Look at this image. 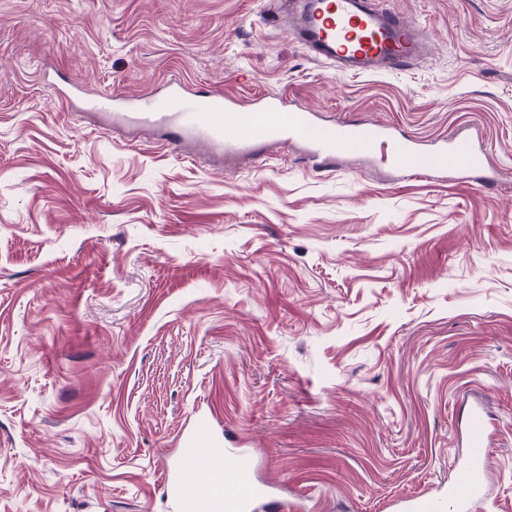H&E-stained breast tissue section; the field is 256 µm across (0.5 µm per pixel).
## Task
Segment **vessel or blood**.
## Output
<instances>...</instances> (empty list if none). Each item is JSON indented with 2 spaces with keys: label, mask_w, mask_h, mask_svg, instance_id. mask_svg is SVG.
<instances>
[{
  "label": "vessel or blood",
  "mask_w": 512,
  "mask_h": 512,
  "mask_svg": "<svg viewBox=\"0 0 512 512\" xmlns=\"http://www.w3.org/2000/svg\"><path fill=\"white\" fill-rule=\"evenodd\" d=\"M289 22L271 15L270 26L287 25L289 33L317 60L335 64L338 72L379 75L405 67L422 54V44L408 23L390 10L375 9L371 0H298ZM94 106L113 125L150 128L169 134L171 144L191 143L228 156L253 154L270 143H301L314 168L333 167L336 159L353 154L383 157L405 177L429 178L452 172L468 181L492 186L490 159L482 145L467 133H456L435 147L397 135L383 123L339 118L324 123L310 110L286 108L281 97L270 95L254 112L228 105L222 93L195 95L169 87L160 94L140 96L130 107L118 108L114 96L98 95ZM487 419L472 408L466 420L468 461L458 470L447 493L402 501L401 512H461L484 492L490 455ZM182 512H281L282 502L265 501L252 479L245 451L216 454L205 423H198L190 464L179 479Z\"/></svg>",
  "instance_id": "vessel-or-blood-1"
}]
</instances>
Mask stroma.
Segmentation results:
<instances>
[{
    "label": "stroma",
    "instance_id": "stroma-1",
    "mask_svg": "<svg viewBox=\"0 0 512 512\" xmlns=\"http://www.w3.org/2000/svg\"><path fill=\"white\" fill-rule=\"evenodd\" d=\"M278 4L0 0V512H180L200 417L268 496L387 512L447 490L477 404L469 512H512V0H387L425 52L384 75L312 59ZM174 79L473 133L503 179L220 163L84 106Z\"/></svg>",
    "mask_w": 512,
    "mask_h": 512
}]
</instances>
